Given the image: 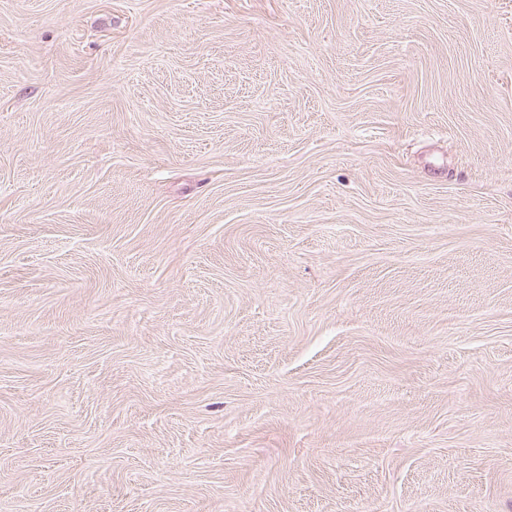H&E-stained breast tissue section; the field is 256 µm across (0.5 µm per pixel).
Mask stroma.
I'll return each mask as SVG.
<instances>
[{"label": "stroma", "instance_id": "obj_1", "mask_svg": "<svg viewBox=\"0 0 512 512\" xmlns=\"http://www.w3.org/2000/svg\"><path fill=\"white\" fill-rule=\"evenodd\" d=\"M0 512H512V0H0Z\"/></svg>", "mask_w": 512, "mask_h": 512}]
</instances>
